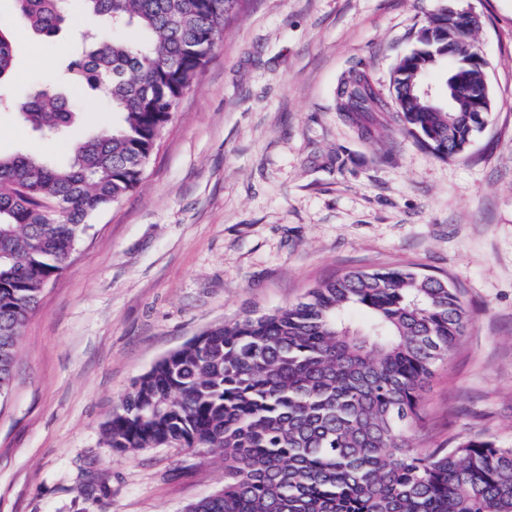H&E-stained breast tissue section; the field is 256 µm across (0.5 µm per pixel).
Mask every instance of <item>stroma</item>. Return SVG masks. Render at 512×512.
<instances>
[{
    "label": "stroma",
    "mask_w": 512,
    "mask_h": 512,
    "mask_svg": "<svg viewBox=\"0 0 512 512\" xmlns=\"http://www.w3.org/2000/svg\"><path fill=\"white\" fill-rule=\"evenodd\" d=\"M473 11L493 117L441 160L409 136L372 140L336 114L343 73L382 96L439 7ZM12 102L47 86L72 37L37 36L0 0ZM67 131L39 137L0 109V154L60 159L111 125L93 96ZM344 149V173L325 158ZM448 279L469 325L423 394L409 440L476 435L512 447V0H247L162 131L140 184L95 214L28 318L0 401V512H183L224 482L211 448L137 454L102 422L160 359L208 328L300 300L353 269Z\"/></svg>",
    "instance_id": "obj_1"
}]
</instances>
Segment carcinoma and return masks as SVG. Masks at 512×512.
Returning <instances> with one entry per match:
<instances>
[{
	"label": "carcinoma",
	"mask_w": 512,
	"mask_h": 512,
	"mask_svg": "<svg viewBox=\"0 0 512 512\" xmlns=\"http://www.w3.org/2000/svg\"><path fill=\"white\" fill-rule=\"evenodd\" d=\"M243 0H15L20 21L52 38L74 10L103 17L110 36L81 28L57 71L88 87L116 115L76 141L66 163L0 155V398L11 388L22 330L45 286L67 266L99 211L142 180L164 127ZM472 32L404 55L381 97L351 69L336 111L373 139L385 128L440 158L466 150L490 112H434L400 87L448 58H464ZM14 48L0 29V84ZM23 122L54 135L81 112L37 88L13 105ZM365 319L355 321L350 311ZM469 323L448 280L401 268L354 269L299 301L206 330L139 378L102 425L108 447L214 448L224 484L185 512H512V447L480 436L421 450L407 434L437 365Z\"/></svg>",
	"instance_id": "carcinoma-1"
}]
</instances>
